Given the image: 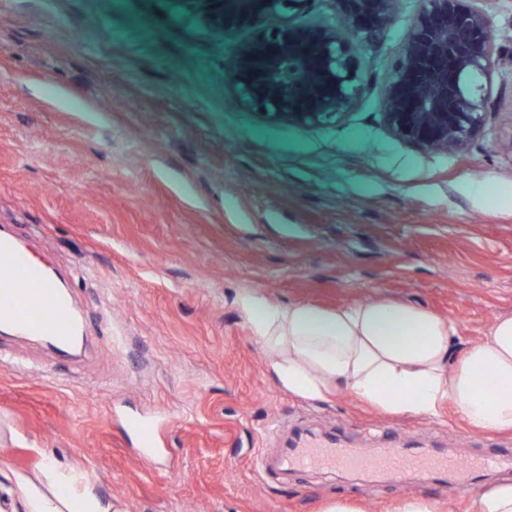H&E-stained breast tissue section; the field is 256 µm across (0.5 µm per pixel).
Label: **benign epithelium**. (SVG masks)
<instances>
[{
  "mask_svg": "<svg viewBox=\"0 0 512 512\" xmlns=\"http://www.w3.org/2000/svg\"><path fill=\"white\" fill-rule=\"evenodd\" d=\"M340 22L305 20L288 30L274 29L288 42V116L311 121L320 112H346L363 85L358 40L384 30L393 0H336ZM491 21L470 0H424L403 52L383 92V111L392 133L430 151L465 148L483 128L484 78L496 63ZM317 48L319 63L297 51L304 36ZM321 74L322 93L301 104L300 89Z\"/></svg>",
  "mask_w": 512,
  "mask_h": 512,
  "instance_id": "1",
  "label": "benign epithelium"
}]
</instances>
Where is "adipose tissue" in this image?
Listing matches in <instances>:
<instances>
[{"label": "adipose tissue", "instance_id": "1", "mask_svg": "<svg viewBox=\"0 0 512 512\" xmlns=\"http://www.w3.org/2000/svg\"><path fill=\"white\" fill-rule=\"evenodd\" d=\"M236 305L288 393L322 399L344 390L392 415L433 417L450 403L470 429L512 432V314L497 316L485 337L455 359L452 321L389 298L327 310L304 302L281 306L244 291ZM45 471L51 496L18 486L26 512H112L111 502L78 475L59 473L51 463Z\"/></svg>", "mask_w": 512, "mask_h": 512}]
</instances>
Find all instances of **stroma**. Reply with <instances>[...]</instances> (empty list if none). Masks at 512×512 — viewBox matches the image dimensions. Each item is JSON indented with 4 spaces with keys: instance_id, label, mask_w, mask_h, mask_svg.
Wrapping results in <instances>:
<instances>
[{
    "instance_id": "1",
    "label": "stroma",
    "mask_w": 512,
    "mask_h": 512,
    "mask_svg": "<svg viewBox=\"0 0 512 512\" xmlns=\"http://www.w3.org/2000/svg\"><path fill=\"white\" fill-rule=\"evenodd\" d=\"M220 0H0V231L65 288L85 345L0 331V512L43 494L45 460L112 512H394L421 487L472 512L458 476L270 472L304 435L455 461L512 456V434L281 389L235 301L323 308L392 298L453 320L456 352L512 314V0H477L499 59L462 152L395 137L382 92L423 0L367 36L347 112H254L227 79ZM165 418L155 461L126 419Z\"/></svg>"
}]
</instances>
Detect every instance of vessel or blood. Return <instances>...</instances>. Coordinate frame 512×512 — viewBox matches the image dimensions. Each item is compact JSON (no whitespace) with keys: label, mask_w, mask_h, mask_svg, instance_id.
Returning a JSON list of instances; mask_svg holds the SVG:
<instances>
[{"label":"vessel or blood","mask_w":512,"mask_h":512,"mask_svg":"<svg viewBox=\"0 0 512 512\" xmlns=\"http://www.w3.org/2000/svg\"><path fill=\"white\" fill-rule=\"evenodd\" d=\"M250 77L237 83L240 97L249 100L257 88L272 95L264 109L283 111L288 103V53L271 39L252 38L246 43ZM0 320L29 335L66 340L73 329L70 308L45 272L29 264L10 239L0 237ZM282 464L289 468H332L353 472H379L401 480L411 470L424 476L455 470L454 460L415 452L394 444L365 452L334 443L309 440L284 452Z\"/></svg>","instance_id":"1"}]
</instances>
